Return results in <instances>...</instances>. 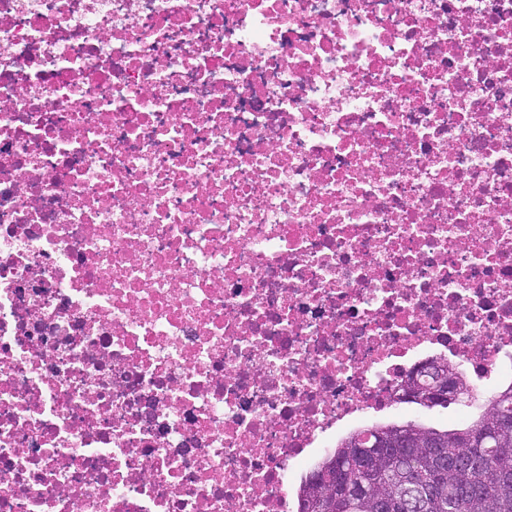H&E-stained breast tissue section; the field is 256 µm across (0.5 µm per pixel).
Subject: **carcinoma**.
<instances>
[{"label":"carcinoma","mask_w":512,"mask_h":512,"mask_svg":"<svg viewBox=\"0 0 512 512\" xmlns=\"http://www.w3.org/2000/svg\"><path fill=\"white\" fill-rule=\"evenodd\" d=\"M403 402L427 408L450 404L436 401L424 386ZM504 414L512 415V388L452 429L411 420L355 431L302 480L297 512H378L379 502L396 507L410 492L431 495L429 512H512V432L485 446L475 442L488 422ZM375 442L380 452L375 466L365 473L350 468L358 449ZM318 477L325 484H316Z\"/></svg>","instance_id":"cac0c4a2"}]
</instances>
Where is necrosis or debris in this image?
Instances as JSON below:
<instances>
[{
  "mask_svg": "<svg viewBox=\"0 0 512 512\" xmlns=\"http://www.w3.org/2000/svg\"><path fill=\"white\" fill-rule=\"evenodd\" d=\"M437 357L512 383V0H0V512H294Z\"/></svg>",
  "mask_w": 512,
  "mask_h": 512,
  "instance_id": "4bbe7bcc",
  "label": "necrosis or debris"
}]
</instances>
